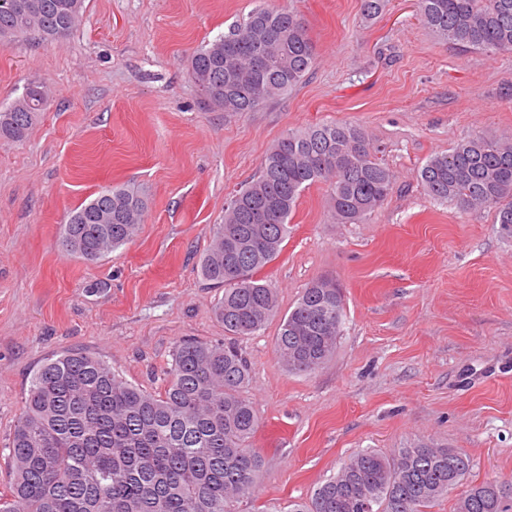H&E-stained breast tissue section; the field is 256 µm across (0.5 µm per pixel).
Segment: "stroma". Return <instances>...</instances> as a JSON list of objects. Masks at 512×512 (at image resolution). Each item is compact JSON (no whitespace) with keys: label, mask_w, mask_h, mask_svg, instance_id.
<instances>
[{"label":"stroma","mask_w":512,"mask_h":512,"mask_svg":"<svg viewBox=\"0 0 512 512\" xmlns=\"http://www.w3.org/2000/svg\"><path fill=\"white\" fill-rule=\"evenodd\" d=\"M360 4L290 0L315 62L254 112L200 104L189 65L256 0H85L66 39L0 47V105L30 83L49 98L27 139L0 138V489L47 360L83 352L157 392L178 343H223V291L199 269L212 228L277 138L325 121L365 129L394 187L365 221L339 224L327 185H311L260 273L283 314L335 278L345 315L335 353L307 374L280 363L278 320L239 339L264 467L236 512L304 500L366 448L445 445L467 454L473 481L512 477V236L492 210L433 201L418 178L461 138L512 134V53L441 43L417 0H389L370 23ZM112 184L147 200L134 240L93 263L61 252L69 213Z\"/></svg>","instance_id":"stroma-1"}]
</instances>
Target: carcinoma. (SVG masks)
I'll list each match as a JSON object with an SVG mask.
<instances>
[{
    "mask_svg": "<svg viewBox=\"0 0 512 512\" xmlns=\"http://www.w3.org/2000/svg\"><path fill=\"white\" fill-rule=\"evenodd\" d=\"M85 0H0V45L28 34L46 43L70 35ZM424 26L441 40L512 53V0H417ZM387 0H361L369 22ZM316 48L286 6L257 7L196 49L190 74L204 106L254 112L288 95L312 67ZM37 84L0 107V138L21 141L46 110ZM364 129L316 123L282 135L259 175L230 199L200 260L203 279L224 288L216 317L231 339L251 336L278 313L275 291L257 277L288 236L301 193L325 182L333 218L355 223L388 198L392 171ZM428 195L460 209L489 208L512 231V136L477 134L430 158L419 171ZM144 199L122 185L101 189L68 216L59 246L94 262L137 235ZM344 313L336 281L319 278L280 320L275 351L288 370L310 373L335 351ZM248 363L232 343L175 346L163 391L152 393L106 362L67 352L34 373L8 446L11 481L0 512H234L255 488L262 458L258 426L242 392ZM456 448L420 445L393 455L362 450L288 512H428L460 486L454 512H512V478L468 481Z\"/></svg>",
    "mask_w": 512,
    "mask_h": 512,
    "instance_id": "obj_1",
    "label": "carcinoma"
}]
</instances>
